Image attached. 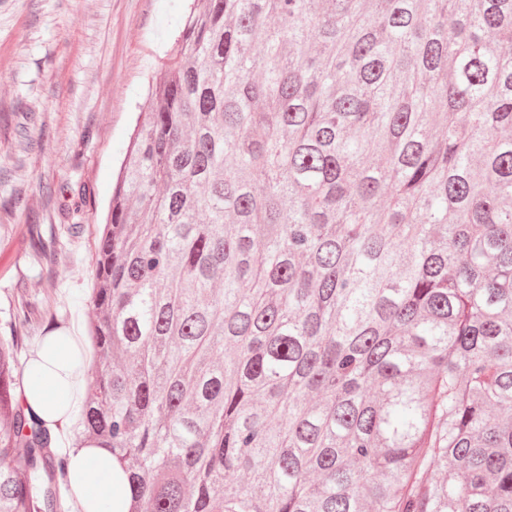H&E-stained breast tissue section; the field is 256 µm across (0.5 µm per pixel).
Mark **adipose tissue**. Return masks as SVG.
<instances>
[{
    "label": "adipose tissue",
    "instance_id": "obj_1",
    "mask_svg": "<svg viewBox=\"0 0 512 512\" xmlns=\"http://www.w3.org/2000/svg\"><path fill=\"white\" fill-rule=\"evenodd\" d=\"M82 372L70 337H52L26 367L24 403L46 424L56 427L79 413ZM70 493L80 512H129L127 477L112 454L90 442L67 453Z\"/></svg>",
    "mask_w": 512,
    "mask_h": 512
}]
</instances>
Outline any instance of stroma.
<instances>
[{
    "instance_id": "stroma-1",
    "label": "stroma",
    "mask_w": 512,
    "mask_h": 512,
    "mask_svg": "<svg viewBox=\"0 0 512 512\" xmlns=\"http://www.w3.org/2000/svg\"><path fill=\"white\" fill-rule=\"evenodd\" d=\"M189 6L0 0V335L94 319L95 252L137 105Z\"/></svg>"
}]
</instances>
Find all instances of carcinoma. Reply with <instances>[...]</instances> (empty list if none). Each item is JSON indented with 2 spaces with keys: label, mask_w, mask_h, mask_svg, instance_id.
<instances>
[{
  "label": "carcinoma",
  "mask_w": 512,
  "mask_h": 512,
  "mask_svg": "<svg viewBox=\"0 0 512 512\" xmlns=\"http://www.w3.org/2000/svg\"><path fill=\"white\" fill-rule=\"evenodd\" d=\"M92 302L134 512H512V0H192ZM23 343L0 512H57Z\"/></svg>",
  "instance_id": "obj_1"
}]
</instances>
